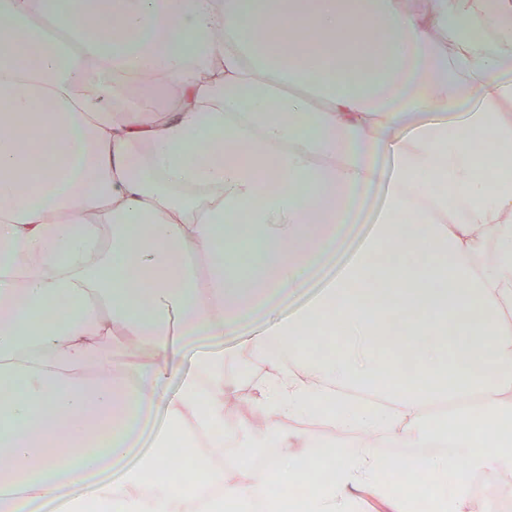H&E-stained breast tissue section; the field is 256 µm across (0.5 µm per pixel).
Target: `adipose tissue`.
I'll use <instances>...</instances> for the list:
<instances>
[{
	"mask_svg": "<svg viewBox=\"0 0 512 512\" xmlns=\"http://www.w3.org/2000/svg\"><path fill=\"white\" fill-rule=\"evenodd\" d=\"M0 17V512H288L313 440L286 423L336 395L352 441L306 512L421 494L382 490L366 432L455 448L465 477L512 458L494 440L512 420V0H0ZM240 224L259 245L245 276L224 254ZM379 321L414 372L378 362ZM334 323L331 354L301 342ZM242 331L276 494L241 459L212 464L223 354L184 367L199 337ZM476 339L484 364L461 366ZM465 395L481 417L430 415ZM187 437L199 471L166 484Z\"/></svg>",
	"mask_w": 512,
	"mask_h": 512,
	"instance_id": "ef3b65f1",
	"label": "adipose tissue"
}]
</instances>
